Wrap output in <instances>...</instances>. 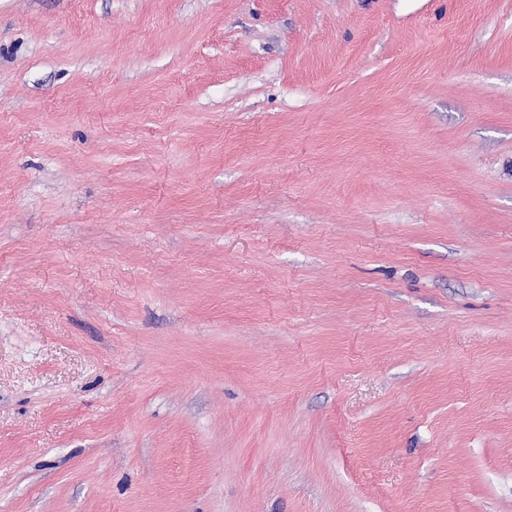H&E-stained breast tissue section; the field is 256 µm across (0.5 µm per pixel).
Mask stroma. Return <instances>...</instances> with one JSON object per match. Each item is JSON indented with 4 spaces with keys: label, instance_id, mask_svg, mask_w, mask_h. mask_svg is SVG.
<instances>
[{
    "label": "stroma",
    "instance_id": "obj_1",
    "mask_svg": "<svg viewBox=\"0 0 512 512\" xmlns=\"http://www.w3.org/2000/svg\"><path fill=\"white\" fill-rule=\"evenodd\" d=\"M0 512H512V0H0Z\"/></svg>",
    "mask_w": 512,
    "mask_h": 512
}]
</instances>
